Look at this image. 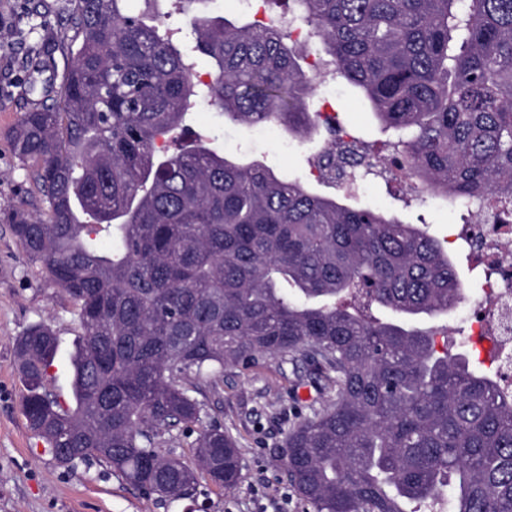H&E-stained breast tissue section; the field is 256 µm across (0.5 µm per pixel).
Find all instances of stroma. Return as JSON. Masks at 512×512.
I'll return each mask as SVG.
<instances>
[{
    "label": "stroma",
    "mask_w": 512,
    "mask_h": 512,
    "mask_svg": "<svg viewBox=\"0 0 512 512\" xmlns=\"http://www.w3.org/2000/svg\"><path fill=\"white\" fill-rule=\"evenodd\" d=\"M71 7L72 0H0V30L8 34L0 43V213L40 206L28 193L30 180L11 151L8 131L22 113L43 103L41 90H29L27 80L44 49L53 51L56 74L70 65L72 48L64 23ZM332 104L341 125L367 140L378 139L350 90L336 92ZM193 126L210 131L225 151H250L276 174L309 172L305 149H286L288 136L279 127H271L263 143L252 149L241 140V128L207 105L199 106ZM369 195L374 204L407 222L425 220L434 235L455 219L445 201L393 195L382 180L370 183ZM42 321L54 327L60 340L46 388L72 402L71 359L81 333L74 309L41 267L27 260L8 224L0 221V512H302L284 466L287 436L312 412L326 409L333 397L307 362L286 354L248 367H225L202 422L221 425L237 440L242 481L223 491L204 481L196 502L169 503L144 495L104 463L59 464L31 432L22 413L24 386L13 343L29 325Z\"/></svg>",
    "instance_id": "obj_1"
}]
</instances>
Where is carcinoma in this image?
<instances>
[{
    "instance_id": "obj_1",
    "label": "carcinoma",
    "mask_w": 512,
    "mask_h": 512,
    "mask_svg": "<svg viewBox=\"0 0 512 512\" xmlns=\"http://www.w3.org/2000/svg\"><path fill=\"white\" fill-rule=\"evenodd\" d=\"M126 2L75 0L60 103L22 113L9 135L46 209L4 220L81 328L71 405L45 386L53 328L14 340L32 432L63 464L94 457L164 501L195 499L199 472L231 490L243 466L223 428L198 433L195 469L160 450L162 433L191 431L224 366L290 353L334 392L288 434V478L314 512H512V390L417 325L463 295L444 242L186 124L203 100L310 143L315 79L332 72L388 134L392 155L364 141L366 157L512 224V0H291L326 59L317 72L279 13L171 0L193 13L182 46L159 0L136 14ZM314 165L336 183L327 149Z\"/></svg>"
}]
</instances>
